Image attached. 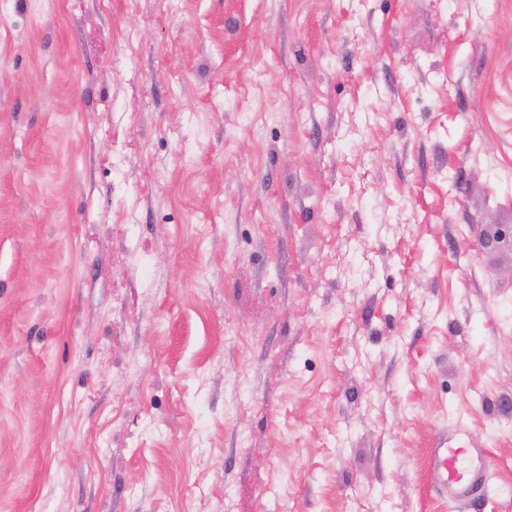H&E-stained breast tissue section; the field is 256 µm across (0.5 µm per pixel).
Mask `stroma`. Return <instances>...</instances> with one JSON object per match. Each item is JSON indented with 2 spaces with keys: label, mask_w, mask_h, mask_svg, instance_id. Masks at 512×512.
<instances>
[{
  "label": "stroma",
  "mask_w": 512,
  "mask_h": 512,
  "mask_svg": "<svg viewBox=\"0 0 512 512\" xmlns=\"http://www.w3.org/2000/svg\"><path fill=\"white\" fill-rule=\"evenodd\" d=\"M512 0H9L0 512H512ZM462 435L463 429L457 426L448 437L436 440L429 451V479L448 501L470 504L487 491L491 464L485 449L460 443Z\"/></svg>",
  "instance_id": "stroma-1"
}]
</instances>
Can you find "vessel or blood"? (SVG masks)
Listing matches in <instances>:
<instances>
[{"label":"vessel or blood","instance_id":"1","mask_svg":"<svg viewBox=\"0 0 512 512\" xmlns=\"http://www.w3.org/2000/svg\"><path fill=\"white\" fill-rule=\"evenodd\" d=\"M462 428L436 440L429 451V479L449 501L470 504L489 485L491 464L485 449L461 443Z\"/></svg>","mask_w":512,"mask_h":512}]
</instances>
